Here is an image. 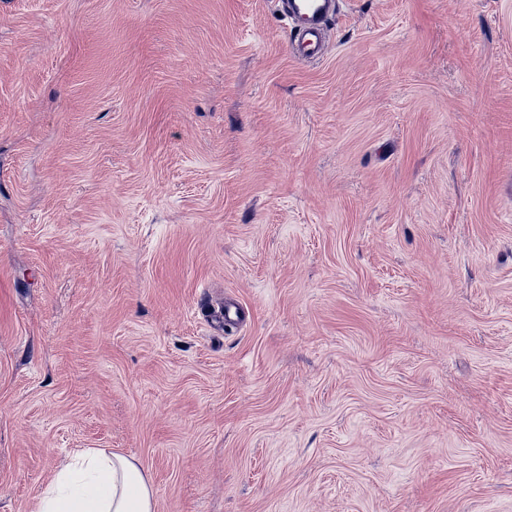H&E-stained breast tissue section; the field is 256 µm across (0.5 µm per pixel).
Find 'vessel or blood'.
<instances>
[{"instance_id":"obj_1","label":"vessel or blood","mask_w":512,"mask_h":512,"mask_svg":"<svg viewBox=\"0 0 512 512\" xmlns=\"http://www.w3.org/2000/svg\"><path fill=\"white\" fill-rule=\"evenodd\" d=\"M282 4L285 17L293 25L299 57L320 58L328 25L338 14L339 0H282Z\"/></svg>"}]
</instances>
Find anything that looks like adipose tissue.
<instances>
[{
  "label": "adipose tissue",
  "instance_id": "ef3b65f1",
  "mask_svg": "<svg viewBox=\"0 0 512 512\" xmlns=\"http://www.w3.org/2000/svg\"><path fill=\"white\" fill-rule=\"evenodd\" d=\"M35 512H156V501L133 459L88 448L56 472L41 491Z\"/></svg>",
  "mask_w": 512,
  "mask_h": 512
}]
</instances>
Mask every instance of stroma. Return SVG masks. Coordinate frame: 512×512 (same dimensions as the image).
<instances>
[{
  "mask_svg": "<svg viewBox=\"0 0 512 512\" xmlns=\"http://www.w3.org/2000/svg\"><path fill=\"white\" fill-rule=\"evenodd\" d=\"M247 318L212 324L225 304ZM512 512V0H0V512ZM284 15L293 25L296 51L302 59L322 56L327 28L336 19L339 0H282ZM35 512H156L153 488L131 458L87 448L41 491Z\"/></svg>",
  "mask_w": 512,
  "mask_h": 512,
  "instance_id": "35a3bbf8",
  "label": "stroma"
}]
</instances>
